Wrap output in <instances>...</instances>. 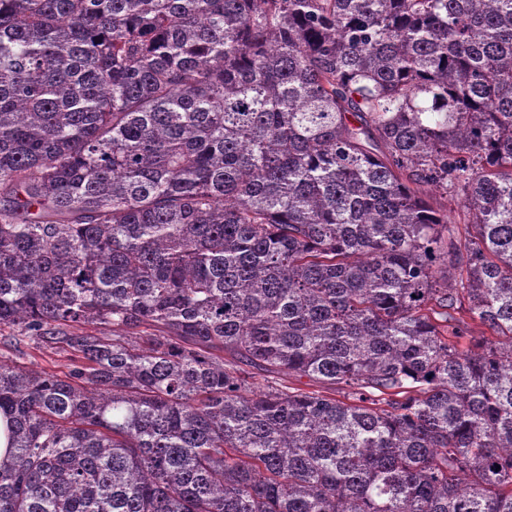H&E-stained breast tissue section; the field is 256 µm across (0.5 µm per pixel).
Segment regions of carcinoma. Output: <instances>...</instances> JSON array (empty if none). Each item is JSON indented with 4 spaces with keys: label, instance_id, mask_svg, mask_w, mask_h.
<instances>
[{
    "label": "carcinoma",
    "instance_id": "obj_1",
    "mask_svg": "<svg viewBox=\"0 0 512 512\" xmlns=\"http://www.w3.org/2000/svg\"><path fill=\"white\" fill-rule=\"evenodd\" d=\"M2 326L0 512H512V0H0ZM16 331L2 327L0 331V360L25 369L63 375L67 371V354L58 349L39 348L24 336H12Z\"/></svg>",
    "mask_w": 512,
    "mask_h": 512
}]
</instances>
